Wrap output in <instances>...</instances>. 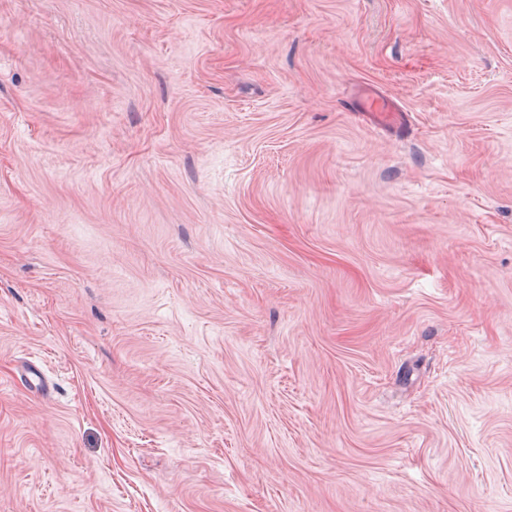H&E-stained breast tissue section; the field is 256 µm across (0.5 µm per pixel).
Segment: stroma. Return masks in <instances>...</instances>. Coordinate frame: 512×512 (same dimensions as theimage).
<instances>
[{
  "label": "stroma",
  "mask_w": 512,
  "mask_h": 512,
  "mask_svg": "<svg viewBox=\"0 0 512 512\" xmlns=\"http://www.w3.org/2000/svg\"><path fill=\"white\" fill-rule=\"evenodd\" d=\"M0 512H512V0H0Z\"/></svg>",
  "instance_id": "obj_1"
}]
</instances>
